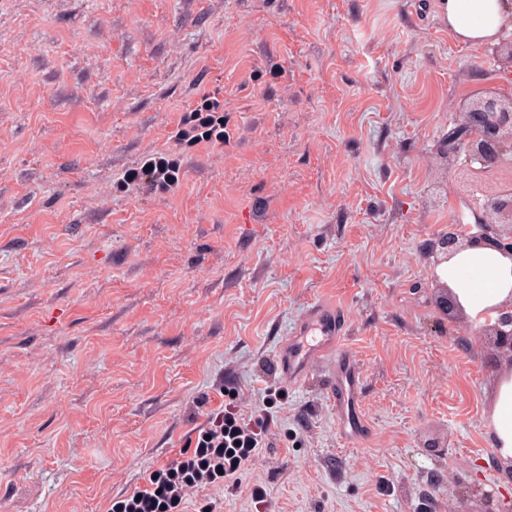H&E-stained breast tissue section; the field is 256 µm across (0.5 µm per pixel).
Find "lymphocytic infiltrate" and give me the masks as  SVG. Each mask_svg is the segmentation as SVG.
<instances>
[{
    "label": "lymphocytic infiltrate",
    "mask_w": 512,
    "mask_h": 512,
    "mask_svg": "<svg viewBox=\"0 0 512 512\" xmlns=\"http://www.w3.org/2000/svg\"><path fill=\"white\" fill-rule=\"evenodd\" d=\"M279 398L278 390H270L261 405L247 411L239 389L225 386L224 407L208 414L193 450L153 471L149 488L116 501L113 512H182L186 497L201 483L223 484L225 498L237 497L242 471L269 445Z\"/></svg>",
    "instance_id": "obj_1"
}]
</instances>
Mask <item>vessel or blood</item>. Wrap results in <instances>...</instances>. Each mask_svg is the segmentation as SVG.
<instances>
[{"label":"vessel or blood","mask_w":512,"mask_h":512,"mask_svg":"<svg viewBox=\"0 0 512 512\" xmlns=\"http://www.w3.org/2000/svg\"><path fill=\"white\" fill-rule=\"evenodd\" d=\"M345 330L341 308L322 302L312 304L293 336L282 343L279 358L282 376L292 385L311 382L323 362L333 361L338 431L343 437L357 438L365 427L358 409L362 376L357 361L342 346Z\"/></svg>","instance_id":"vessel-or-blood-1"}]
</instances>
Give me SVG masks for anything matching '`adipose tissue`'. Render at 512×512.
<instances>
[{
	"instance_id": "ef3b65f1",
	"label": "adipose tissue",
	"mask_w": 512,
	"mask_h": 512,
	"mask_svg": "<svg viewBox=\"0 0 512 512\" xmlns=\"http://www.w3.org/2000/svg\"><path fill=\"white\" fill-rule=\"evenodd\" d=\"M445 17L461 43L489 46L512 28V0H445ZM437 274L472 318L512 304V259L492 247L465 249L440 265ZM490 419L496 447L503 458H512V369L497 382Z\"/></svg>"
}]
</instances>
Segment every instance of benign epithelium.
Listing matches in <instances>:
<instances>
[{
	"label": "benign epithelium",
	"instance_id": "benign-epithelium-1",
	"mask_svg": "<svg viewBox=\"0 0 512 512\" xmlns=\"http://www.w3.org/2000/svg\"><path fill=\"white\" fill-rule=\"evenodd\" d=\"M461 123L452 139L479 164L474 169L459 171L460 179L468 181L481 177L488 181L490 194L485 204V215L476 224H451L437 246L441 260L450 259L473 244L489 245L512 259V181H500L499 170L512 159V94L497 89L464 105ZM488 335L496 338L500 349L512 355V312L502 313L495 323L481 324Z\"/></svg>",
	"mask_w": 512,
	"mask_h": 512
}]
</instances>
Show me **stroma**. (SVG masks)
Listing matches in <instances>:
<instances>
[{"label": "stroma", "mask_w": 512, "mask_h": 512, "mask_svg": "<svg viewBox=\"0 0 512 512\" xmlns=\"http://www.w3.org/2000/svg\"><path fill=\"white\" fill-rule=\"evenodd\" d=\"M434 4L0 0V512H112L228 382L284 392L242 475L274 512H512V359L441 304L433 249L486 202L445 160L460 103L512 74ZM207 99L224 139L197 143ZM315 301L363 374L354 443L330 366L277 367ZM495 445L512 458V368L503 372L493 392L490 413Z\"/></svg>", "instance_id": "1"}]
</instances>
